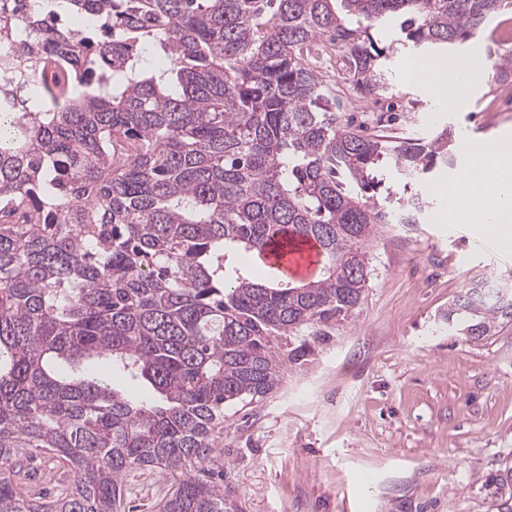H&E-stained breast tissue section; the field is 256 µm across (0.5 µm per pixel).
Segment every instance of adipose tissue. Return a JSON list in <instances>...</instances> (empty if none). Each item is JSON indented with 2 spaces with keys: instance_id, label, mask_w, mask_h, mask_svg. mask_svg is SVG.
<instances>
[{
  "instance_id": "ef3b65f1",
  "label": "adipose tissue",
  "mask_w": 512,
  "mask_h": 512,
  "mask_svg": "<svg viewBox=\"0 0 512 512\" xmlns=\"http://www.w3.org/2000/svg\"><path fill=\"white\" fill-rule=\"evenodd\" d=\"M489 68V63H475L470 54L459 57L448 70L432 60L415 66L426 74L428 94L453 108L466 105L473 86L486 78ZM460 149L469 158V173L454 176L437 189L448 199L449 221L475 225L500 246L512 245V145L464 141ZM482 166L490 168V182H481L477 170Z\"/></svg>"
}]
</instances>
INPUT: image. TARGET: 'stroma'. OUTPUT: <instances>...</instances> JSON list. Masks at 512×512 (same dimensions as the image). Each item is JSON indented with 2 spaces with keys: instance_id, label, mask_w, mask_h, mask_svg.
Segmentation results:
<instances>
[{
  "instance_id": "1",
  "label": "stroma",
  "mask_w": 512,
  "mask_h": 512,
  "mask_svg": "<svg viewBox=\"0 0 512 512\" xmlns=\"http://www.w3.org/2000/svg\"><path fill=\"white\" fill-rule=\"evenodd\" d=\"M419 55L410 47L390 58L389 92L344 104L343 115L367 124L382 114L419 137L442 124L458 141L512 137V97L495 79L472 90L466 110L442 113L404 72ZM466 164L460 155L431 174L420 224L373 242L358 313L288 365L277 392L226 411L215 455L231 512H498L502 492L489 480L512 468V322L473 340L440 319L473 282L512 288V248L437 219L444 202L432 186ZM128 482L125 512H158L165 473L138 470Z\"/></svg>"
}]
</instances>
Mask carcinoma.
Masks as SVG:
<instances>
[{
    "label": "carcinoma",
    "mask_w": 512,
    "mask_h": 512,
    "mask_svg": "<svg viewBox=\"0 0 512 512\" xmlns=\"http://www.w3.org/2000/svg\"><path fill=\"white\" fill-rule=\"evenodd\" d=\"M26 3L24 25L0 16V51L24 66L0 91L26 110L0 106V512H121L127 475L152 467L172 477L161 512H226L224 410L273 393L356 312L372 242L417 223L421 179L456 162L446 126L344 121L312 45L343 48L374 100L398 47L475 38L512 0ZM486 57L511 83L512 52ZM282 228L318 244L317 278L262 285L236 264ZM443 319L481 340L512 302L468 288ZM102 361L161 403L97 377ZM37 457L62 469L49 501Z\"/></svg>",
    "instance_id": "carcinoma-1"
}]
</instances>
